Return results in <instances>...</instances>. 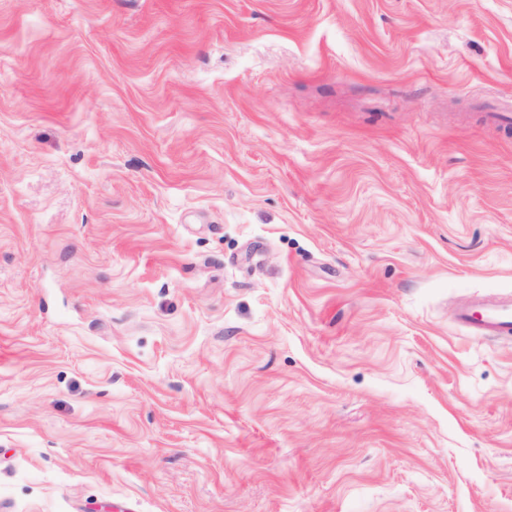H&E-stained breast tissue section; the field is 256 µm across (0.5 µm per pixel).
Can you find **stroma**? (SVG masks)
<instances>
[{
	"instance_id": "obj_1",
	"label": "stroma",
	"mask_w": 512,
	"mask_h": 512,
	"mask_svg": "<svg viewBox=\"0 0 512 512\" xmlns=\"http://www.w3.org/2000/svg\"><path fill=\"white\" fill-rule=\"evenodd\" d=\"M512 0H0V512H512ZM474 305L484 308L478 317L472 312ZM456 321L483 336L512 338V298L509 296L492 303L475 302L473 305L461 307Z\"/></svg>"
}]
</instances>
